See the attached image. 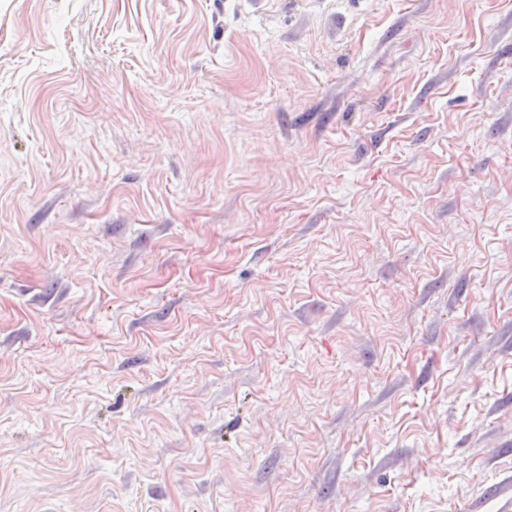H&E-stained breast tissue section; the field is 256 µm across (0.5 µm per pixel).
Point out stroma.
Returning a JSON list of instances; mask_svg holds the SVG:
<instances>
[{
    "mask_svg": "<svg viewBox=\"0 0 512 512\" xmlns=\"http://www.w3.org/2000/svg\"><path fill=\"white\" fill-rule=\"evenodd\" d=\"M0 512H512V0H0Z\"/></svg>",
    "mask_w": 512,
    "mask_h": 512,
    "instance_id": "35a3bbf8",
    "label": "stroma"
}]
</instances>
